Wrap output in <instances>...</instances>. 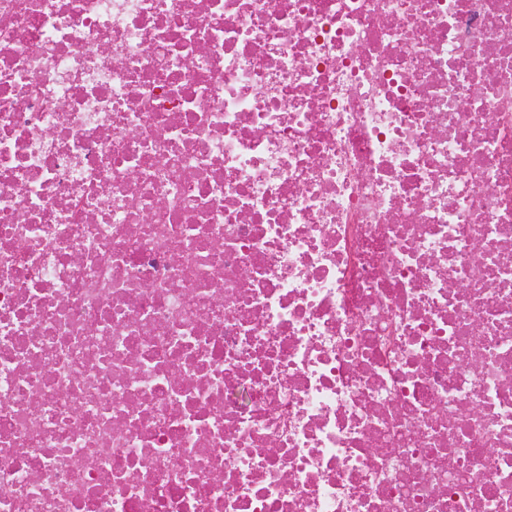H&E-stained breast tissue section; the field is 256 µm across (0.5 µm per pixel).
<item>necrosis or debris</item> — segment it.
Wrapping results in <instances>:
<instances>
[{"label":"necrosis or debris","instance_id":"1","mask_svg":"<svg viewBox=\"0 0 512 512\" xmlns=\"http://www.w3.org/2000/svg\"><path fill=\"white\" fill-rule=\"evenodd\" d=\"M0 512H512V0H0Z\"/></svg>","mask_w":512,"mask_h":512}]
</instances>
